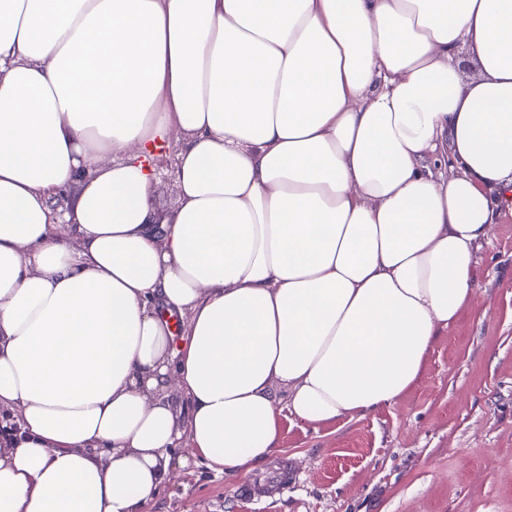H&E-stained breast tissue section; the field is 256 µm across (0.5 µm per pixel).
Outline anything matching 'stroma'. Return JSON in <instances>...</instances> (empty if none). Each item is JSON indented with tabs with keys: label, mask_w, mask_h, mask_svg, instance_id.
<instances>
[{
	"label": "stroma",
	"mask_w": 512,
	"mask_h": 512,
	"mask_svg": "<svg viewBox=\"0 0 512 512\" xmlns=\"http://www.w3.org/2000/svg\"><path fill=\"white\" fill-rule=\"evenodd\" d=\"M477 303L441 336L422 380L394 405L318 428L283 421L274 456L251 471L296 476L244 502L239 479L191 460L156 512H512V211L477 252Z\"/></svg>",
	"instance_id": "1"
}]
</instances>
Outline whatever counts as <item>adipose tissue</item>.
Here are the masks:
<instances>
[{
  "mask_svg": "<svg viewBox=\"0 0 512 512\" xmlns=\"http://www.w3.org/2000/svg\"><path fill=\"white\" fill-rule=\"evenodd\" d=\"M510 205L512 0H0V512L396 403ZM173 155L174 147L167 149L165 166L163 171L160 170V176L155 179L153 186L156 205L162 210H171L176 202L174 166L172 167Z\"/></svg>",
  "mask_w": 512,
  "mask_h": 512,
  "instance_id": "ef3b65f1",
  "label": "adipose tissue"
}]
</instances>
